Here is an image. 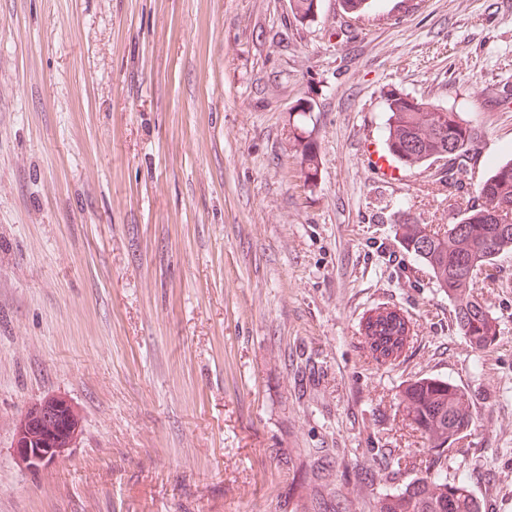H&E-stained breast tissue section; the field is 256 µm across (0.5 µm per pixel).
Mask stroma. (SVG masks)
Returning a JSON list of instances; mask_svg holds the SVG:
<instances>
[{
	"mask_svg": "<svg viewBox=\"0 0 512 512\" xmlns=\"http://www.w3.org/2000/svg\"><path fill=\"white\" fill-rule=\"evenodd\" d=\"M392 90L470 124L461 167L376 177ZM510 156L512 0H0V512H376L433 458L421 377L470 396L444 470L512 512V255L475 354L394 232L458 223ZM378 306L412 322L391 364L360 344ZM46 397L82 430L27 471ZM59 401L55 398H46L42 401H38L37 405L35 406L33 413L28 417L26 421H28L30 418L36 415V413H39V416L36 421L27 422V426L25 423L23 424V427L20 431V436L26 435L27 437H30L33 430L37 427V425L42 424L43 421L49 420L53 414L54 409Z\"/></svg>",
	"mask_w": 512,
	"mask_h": 512,
	"instance_id": "stroma-1",
	"label": "stroma"
}]
</instances>
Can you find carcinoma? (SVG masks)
I'll return each mask as SVG.
<instances>
[{
    "label": "carcinoma",
    "instance_id": "cac0c4a2",
    "mask_svg": "<svg viewBox=\"0 0 512 512\" xmlns=\"http://www.w3.org/2000/svg\"><path fill=\"white\" fill-rule=\"evenodd\" d=\"M296 15L313 18L320 0H293ZM386 150L399 163L412 166L466 156L472 131L453 112L408 96L388 98ZM301 164L317 163L311 135H298ZM479 203L464 210L460 222L432 227L406 218L395 235L405 253L416 258L436 285L455 303L457 331L474 352L497 339L498 324L475 298L476 273L494 267L498 258L512 253V159L494 166L476 188ZM407 322L398 310L378 307L360 322L361 344L375 360L392 362L408 339ZM406 416L432 448H446L471 430L469 398L446 378L423 377L410 382L401 395ZM70 428L68 409L43 426L38 448H52ZM376 512H483L482 501L468 485L467 476L450 482L440 470L425 467L420 476L379 498Z\"/></svg>",
    "mask_w": 512,
    "mask_h": 512
}]
</instances>
